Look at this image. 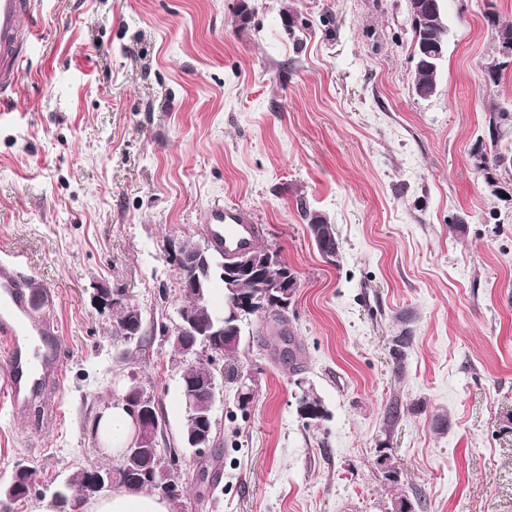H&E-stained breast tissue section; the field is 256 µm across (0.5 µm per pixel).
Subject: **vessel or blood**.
I'll list each match as a JSON object with an SVG mask.
<instances>
[{"mask_svg": "<svg viewBox=\"0 0 512 512\" xmlns=\"http://www.w3.org/2000/svg\"><path fill=\"white\" fill-rule=\"evenodd\" d=\"M41 32L38 0H0V100L12 98L23 77L30 46ZM212 242L227 253L250 249L254 224L233 206H217L205 220ZM44 284L27 274L14 255L0 257V357L14 419H25L44 386L60 387L64 354L54 322L36 317Z\"/></svg>", "mask_w": 512, "mask_h": 512, "instance_id": "vessel-or-blood-1", "label": "vessel or blood"}]
</instances>
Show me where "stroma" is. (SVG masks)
<instances>
[{"instance_id":"35a3bbf8","label":"stroma","mask_w":512,"mask_h":512,"mask_svg":"<svg viewBox=\"0 0 512 512\" xmlns=\"http://www.w3.org/2000/svg\"><path fill=\"white\" fill-rule=\"evenodd\" d=\"M20 91L0 104V255L22 256L55 297L65 346L52 428L13 420L0 394V489L14 512L103 455L93 425L136 375L176 451V512H512V175L497 195L473 163L491 104L484 14L512 0H449L431 98L412 90L407 0H39ZM334 224L326 263L297 207ZM235 206L297 273L287 329L303 368L253 316L223 381L205 454L183 448L187 361L167 327L182 303L170 241L203 245ZM125 288L143 349L113 335L94 286ZM409 334L402 366L395 336ZM327 419L306 423L301 391ZM386 453L396 473L377 464Z\"/></svg>"}]
</instances>
